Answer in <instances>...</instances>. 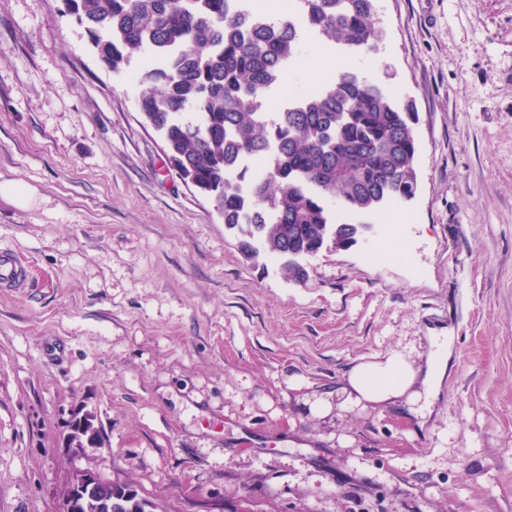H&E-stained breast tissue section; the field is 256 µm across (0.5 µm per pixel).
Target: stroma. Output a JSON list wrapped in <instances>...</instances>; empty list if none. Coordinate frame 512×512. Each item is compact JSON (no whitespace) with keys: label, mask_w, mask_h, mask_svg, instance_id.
<instances>
[{"label":"stroma","mask_w":512,"mask_h":512,"mask_svg":"<svg viewBox=\"0 0 512 512\" xmlns=\"http://www.w3.org/2000/svg\"><path fill=\"white\" fill-rule=\"evenodd\" d=\"M375 6L377 51L306 37L266 102L337 59L386 84L419 117L416 195L296 282L242 256L61 0H0V185L28 192H0V252L30 266L0 288V512H57L85 467L155 512H512V0ZM441 330L425 427L334 408ZM88 413L101 443L70 446Z\"/></svg>","instance_id":"35a3bbf8"}]
</instances>
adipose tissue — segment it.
Returning <instances> with one entry per match:
<instances>
[{"instance_id": "1", "label": "adipose tissue", "mask_w": 512, "mask_h": 512, "mask_svg": "<svg viewBox=\"0 0 512 512\" xmlns=\"http://www.w3.org/2000/svg\"><path fill=\"white\" fill-rule=\"evenodd\" d=\"M449 358L437 351L425 365L399 353L362 362L348 373L341 392L340 409L359 405H401L414 409L421 400L438 395L448 371Z\"/></svg>"}]
</instances>
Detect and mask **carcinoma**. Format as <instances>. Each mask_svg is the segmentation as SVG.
<instances>
[{
    "label": "carcinoma",
    "mask_w": 512,
    "mask_h": 512,
    "mask_svg": "<svg viewBox=\"0 0 512 512\" xmlns=\"http://www.w3.org/2000/svg\"><path fill=\"white\" fill-rule=\"evenodd\" d=\"M63 3L107 70L120 75L144 58V119L162 135L171 166L242 232L245 258L284 257L288 277L300 281L301 259L349 247L367 227L339 215L371 218L415 196L417 113L386 86L344 67L276 116L263 110L303 34L375 51L386 39L375 0H300L298 17L268 22L251 21L230 0ZM254 157L261 176L248 166Z\"/></svg>",
    "instance_id": "1"
}]
</instances>
